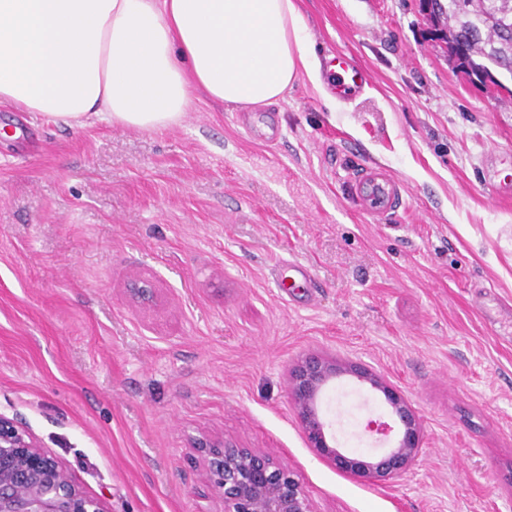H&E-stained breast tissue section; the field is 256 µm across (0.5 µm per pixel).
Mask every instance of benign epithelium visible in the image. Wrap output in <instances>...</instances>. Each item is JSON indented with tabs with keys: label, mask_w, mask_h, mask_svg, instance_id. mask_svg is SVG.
<instances>
[{
	"label": "benign epithelium",
	"mask_w": 512,
	"mask_h": 512,
	"mask_svg": "<svg viewBox=\"0 0 512 512\" xmlns=\"http://www.w3.org/2000/svg\"><path fill=\"white\" fill-rule=\"evenodd\" d=\"M350 376L383 396L385 419H370L365 431L381 446L371 455H348L336 447L321 409L325 389ZM288 395L309 447L359 480L387 484L416 466L423 449L420 416L409 399L381 373L359 363L319 354L303 357L290 371ZM203 453V479L224 501V512H315L296 474L258 448L220 437L194 442ZM0 512H107L72 480L35 437L0 415Z\"/></svg>",
	"instance_id": "benign-epithelium-1"
}]
</instances>
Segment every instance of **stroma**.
Returning a JSON list of instances; mask_svg holds the SVG:
<instances>
[{"instance_id": "35a3bbf8", "label": "stroma", "mask_w": 512, "mask_h": 512, "mask_svg": "<svg viewBox=\"0 0 512 512\" xmlns=\"http://www.w3.org/2000/svg\"><path fill=\"white\" fill-rule=\"evenodd\" d=\"M296 2L355 96L199 92L161 130L0 104V415L109 512H224L204 435L282 460L315 512H512V104L455 70L420 0ZM369 168L398 192L381 215L354 191ZM288 259L314 285L286 299ZM311 352L407 395L419 465L373 485L308 447L288 371ZM323 408L370 450L378 393L344 377ZM327 77L332 91L339 98L355 94L362 83V74L354 69L349 60L336 54L328 63Z\"/></svg>"}]
</instances>
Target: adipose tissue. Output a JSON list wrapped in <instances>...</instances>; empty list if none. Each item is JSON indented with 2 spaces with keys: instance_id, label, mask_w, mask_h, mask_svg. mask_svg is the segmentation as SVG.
Instances as JSON below:
<instances>
[{
  "instance_id": "1",
  "label": "adipose tissue",
  "mask_w": 512,
  "mask_h": 512,
  "mask_svg": "<svg viewBox=\"0 0 512 512\" xmlns=\"http://www.w3.org/2000/svg\"><path fill=\"white\" fill-rule=\"evenodd\" d=\"M322 88L294 0H0V103L71 126L179 124L193 91L238 107Z\"/></svg>"
}]
</instances>
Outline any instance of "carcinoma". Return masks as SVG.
Segmentation results:
<instances>
[{"label": "carcinoma", "mask_w": 512, "mask_h": 512, "mask_svg": "<svg viewBox=\"0 0 512 512\" xmlns=\"http://www.w3.org/2000/svg\"><path fill=\"white\" fill-rule=\"evenodd\" d=\"M448 52L465 41L466 52L455 66L469 76L486 67L500 81L488 89L499 98L512 97V0H431Z\"/></svg>", "instance_id": "obj_1"}]
</instances>
